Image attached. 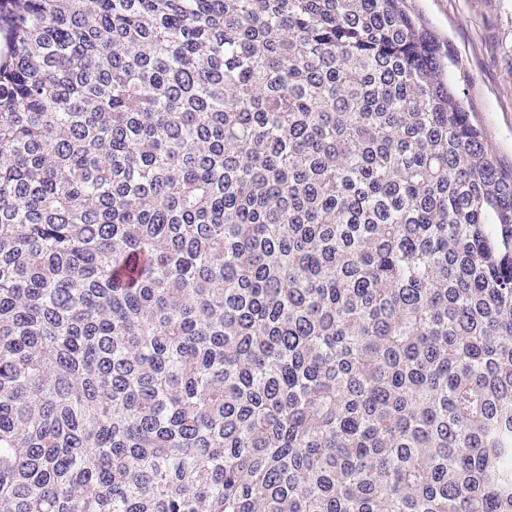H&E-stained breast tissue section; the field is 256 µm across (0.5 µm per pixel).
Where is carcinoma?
I'll list each match as a JSON object with an SVG mask.
<instances>
[{
    "label": "carcinoma",
    "mask_w": 512,
    "mask_h": 512,
    "mask_svg": "<svg viewBox=\"0 0 512 512\" xmlns=\"http://www.w3.org/2000/svg\"><path fill=\"white\" fill-rule=\"evenodd\" d=\"M0 26V512H512V165L409 0Z\"/></svg>",
    "instance_id": "carcinoma-1"
}]
</instances>
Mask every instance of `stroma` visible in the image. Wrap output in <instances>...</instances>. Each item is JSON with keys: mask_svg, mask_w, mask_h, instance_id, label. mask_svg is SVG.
I'll list each match as a JSON object with an SVG mask.
<instances>
[{"mask_svg": "<svg viewBox=\"0 0 512 512\" xmlns=\"http://www.w3.org/2000/svg\"><path fill=\"white\" fill-rule=\"evenodd\" d=\"M469 77L467 99L498 158L512 163V0H414Z\"/></svg>", "mask_w": 512, "mask_h": 512, "instance_id": "obj_1", "label": "stroma"}]
</instances>
